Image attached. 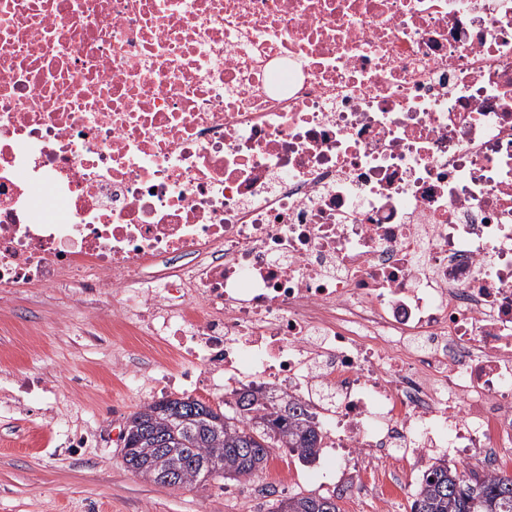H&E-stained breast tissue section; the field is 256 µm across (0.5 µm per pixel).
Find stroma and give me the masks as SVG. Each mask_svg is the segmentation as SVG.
<instances>
[{
	"instance_id": "1",
	"label": "stroma",
	"mask_w": 512,
	"mask_h": 512,
	"mask_svg": "<svg viewBox=\"0 0 512 512\" xmlns=\"http://www.w3.org/2000/svg\"><path fill=\"white\" fill-rule=\"evenodd\" d=\"M85 329L75 298L51 288L37 299L20 288L0 302V391L24 376L46 377L57 396V414L74 426L99 427L105 439L102 447L78 456L58 454L46 444L48 421L19 404L0 410V512H272L277 500L296 494L332 495L344 458L312 481L308 463L286 448L274 449L265 469L249 479H217L191 491L128 472L121 434L141 401L118 385L112 358L137 353L141 345L118 336L99 342L85 336ZM72 374L85 379L83 394L73 402L67 386ZM371 480L362 473L344 492L342 512H410L406 498L377 507L363 493Z\"/></svg>"
}]
</instances>
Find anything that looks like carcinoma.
<instances>
[{
	"instance_id": "carcinoma-1",
	"label": "carcinoma",
	"mask_w": 512,
	"mask_h": 512,
	"mask_svg": "<svg viewBox=\"0 0 512 512\" xmlns=\"http://www.w3.org/2000/svg\"><path fill=\"white\" fill-rule=\"evenodd\" d=\"M123 464L146 481L193 490L222 478L238 481L262 471L274 448L303 461L322 448L315 416L295 400L276 402L258 389L236 393L232 406L214 409L198 399H162L140 406L127 422ZM272 512H340L321 495H294ZM410 512H512V481L505 473L459 472L447 462L430 464Z\"/></svg>"
}]
</instances>
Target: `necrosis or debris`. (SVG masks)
<instances>
[{"instance_id":"necrosis-or-debris-1","label":"necrosis or debris","mask_w":512,"mask_h":512,"mask_svg":"<svg viewBox=\"0 0 512 512\" xmlns=\"http://www.w3.org/2000/svg\"><path fill=\"white\" fill-rule=\"evenodd\" d=\"M354 470L512 464V0H0V300ZM165 359L163 378L147 365Z\"/></svg>"}]
</instances>
